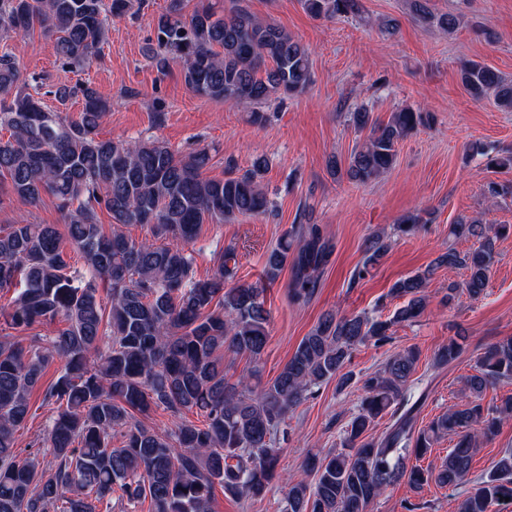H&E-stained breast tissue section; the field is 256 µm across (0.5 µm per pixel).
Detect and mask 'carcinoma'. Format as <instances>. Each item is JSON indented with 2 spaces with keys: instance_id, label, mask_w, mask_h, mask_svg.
I'll use <instances>...</instances> for the list:
<instances>
[{
  "instance_id": "obj_1",
  "label": "carcinoma",
  "mask_w": 512,
  "mask_h": 512,
  "mask_svg": "<svg viewBox=\"0 0 512 512\" xmlns=\"http://www.w3.org/2000/svg\"><path fill=\"white\" fill-rule=\"evenodd\" d=\"M184 0H168L156 21V45L148 57L160 72L172 60L182 63L188 88L196 95L224 101L251 112L264 126V107L273 100L302 94L311 82V51L288 31L265 21L240 0L220 14L203 4L187 16ZM315 18H355L360 0H301ZM141 0H0V31L26 34L39 28L54 42L66 68H80L105 40L109 18L134 14ZM416 16L446 31L457 17L436 14L429 0H413ZM461 78L477 98L493 95L495 105L512 112V82L492 68L470 63ZM20 70L8 53L0 54V176L11 192L34 205L42 195L60 201L65 232L55 224L0 227V291L21 288L0 320L11 329L64 324L49 340L33 336L28 345L0 334V512H112V494L130 502L149 500L151 512H213L215 485L236 497L256 499L269 489L283 448L281 424L313 389L335 379L348 387L345 371L353 350L366 342L382 345L391 327L417 321L427 307L429 272L398 279L389 290L405 302L386 320L327 313L300 341L271 383L256 390L250 377L231 383L224 357L261 359L268 342L270 314L265 284L275 282L287 265L296 301L310 300L320 269L334 244L319 228L293 227L271 248L264 283L233 281V249L219 258L211 277L196 275L192 246L202 225L239 216H266L273 204L262 184L269 162L259 155L237 176H204L206 149L179 155L159 140L128 142L99 139L97 130L110 111L96 90L81 84L60 87L61 102L81 97L77 118L46 109L40 88L18 87ZM351 119L365 139L350 154L347 167L331 155L327 167L345 170L355 184H367L394 165L399 143L430 124L420 109L404 107L387 122L364 106ZM114 225L140 224L151 237L136 240L117 230L107 234L97 210ZM426 223L422 212L403 216L395 231L416 234ZM457 239L477 241L459 251L448 248L436 268L467 272L463 284L448 285V300L459 288L472 299L482 296L490 279L494 244L512 235L511 224L459 219L451 226ZM390 243L373 233L365 257L351 276L364 279L387 254ZM73 252L90 271L76 285L69 273ZM463 343L452 338L436 355L440 365L456 361ZM419 352L392 355L384 369L362 381L364 397L345 430L343 448L310 457L309 483L291 475L282 512H366L386 487L405 481L415 489L434 482L461 484L470 472L477 435L493 434L512 417V396L484 407L487 386L512 381V337L488 347L476 373L463 377L473 396L417 426L420 401L410 402L409 381ZM59 363L55 381L44 390L53 405L41 450L21 456L16 432L27 422L31 394L46 369ZM164 409L174 427L148 424L151 412ZM197 410L204 424L183 416ZM391 412L392 423L376 436V419ZM454 435L453 448L440 465L420 461L441 437ZM118 444H112V441ZM415 463H410V460ZM512 503V451L478 478L458 502L457 512H495Z\"/></svg>"
}]
</instances>
